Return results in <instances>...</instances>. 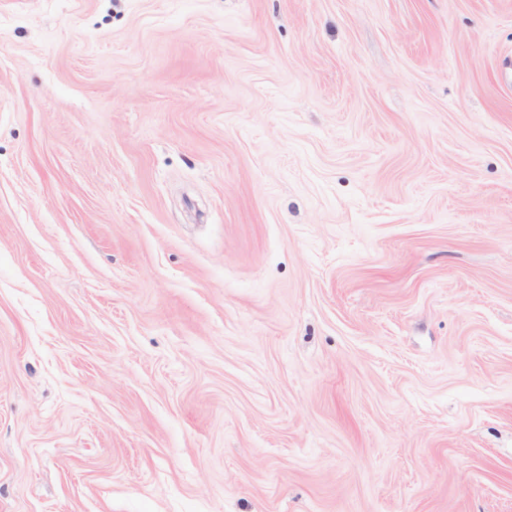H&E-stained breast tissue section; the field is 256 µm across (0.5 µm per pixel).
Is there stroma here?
Wrapping results in <instances>:
<instances>
[{
  "label": "stroma",
  "instance_id": "stroma-1",
  "mask_svg": "<svg viewBox=\"0 0 512 512\" xmlns=\"http://www.w3.org/2000/svg\"><path fill=\"white\" fill-rule=\"evenodd\" d=\"M0 512H512V0H0Z\"/></svg>",
  "mask_w": 512,
  "mask_h": 512
}]
</instances>
